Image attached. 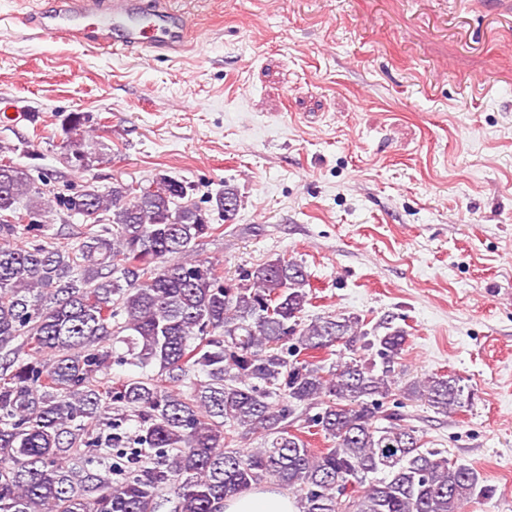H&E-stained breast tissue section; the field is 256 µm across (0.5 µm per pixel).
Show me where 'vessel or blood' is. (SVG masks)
<instances>
[{
	"instance_id": "obj_1",
	"label": "vessel or blood",
	"mask_w": 512,
	"mask_h": 512,
	"mask_svg": "<svg viewBox=\"0 0 512 512\" xmlns=\"http://www.w3.org/2000/svg\"><path fill=\"white\" fill-rule=\"evenodd\" d=\"M33 34L75 40L112 53L176 60L195 37L190 15L173 0H53L20 17Z\"/></svg>"
}]
</instances>
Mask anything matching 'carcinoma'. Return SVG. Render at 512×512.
<instances>
[{
    "label": "carcinoma",
    "instance_id": "cac0c4a2",
    "mask_svg": "<svg viewBox=\"0 0 512 512\" xmlns=\"http://www.w3.org/2000/svg\"><path fill=\"white\" fill-rule=\"evenodd\" d=\"M62 149L78 171L99 159L83 138ZM50 180L0 160V512H224L263 484L298 512H466L493 496L385 409L403 398L446 415L472 399L454 375L398 386L402 328L363 345L380 362L327 373L317 353L364 332L340 314L304 321L302 263L278 257L229 284L194 255L212 214L234 220L233 186L202 207L179 180L73 193ZM50 211L82 217L75 243L41 223ZM117 342L141 373L109 386ZM298 410L329 447L308 448ZM246 440L258 445L236 448Z\"/></svg>",
    "mask_w": 512,
    "mask_h": 512
}]
</instances>
